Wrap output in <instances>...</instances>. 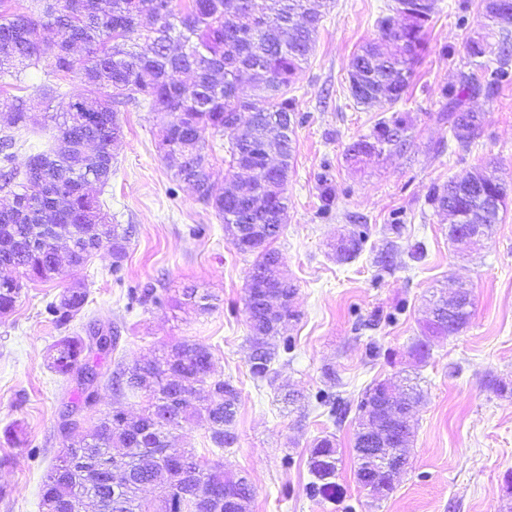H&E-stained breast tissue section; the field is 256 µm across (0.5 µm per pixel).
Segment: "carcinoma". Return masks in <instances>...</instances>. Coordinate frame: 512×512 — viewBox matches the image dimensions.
Segmentation results:
<instances>
[{
	"label": "carcinoma",
	"mask_w": 512,
	"mask_h": 512,
	"mask_svg": "<svg viewBox=\"0 0 512 512\" xmlns=\"http://www.w3.org/2000/svg\"><path fill=\"white\" fill-rule=\"evenodd\" d=\"M172 0H29L13 5L0 0V80H21L27 69L49 61L51 72L73 73L82 90L62 93L48 87L44 96L59 100L52 142L31 154L21 170L13 166L18 136L38 124L21 98L6 99L12 112L9 127L0 133V191L12 201L0 208V313L12 311L25 281L47 282L87 265L103 248L112 255V272L119 273L126 257L129 229L103 221V202L89 192L112 177V146L122 135L118 106L128 103L167 104L171 119L161 126L156 148L173 162V178L191 185L203 204L224 221L233 234L236 224L263 223L257 238L242 254L254 256L249 268L245 306L248 315L250 373L256 380H272L276 352L271 340L281 338L283 351L294 348L287 335L295 320L284 298L296 288L282 275V255L274 243L288 214L285 186L295 156V99L290 86L319 33L323 14L308 0H184L179 11ZM391 15L376 21L381 40L362 45L352 67L359 70L360 91L354 100L368 105L382 99L397 101L413 77L425 27L435 10L434 0H395ZM512 33L499 32L497 49L478 39L465 49L473 70L459 74L460 92L448 91L455 112L451 136L462 146L480 134V118L465 106L466 99L490 90L509 78ZM194 73L184 83L179 75ZM100 114L99 125L85 115ZM250 114L247 138L227 147L229 185L238 201L224 200L212 182V154L206 136H224L237 128L240 114ZM407 131L396 118L378 123L370 136L351 147L355 156L380 154L395 146L392 129ZM269 149L281 175L263 194L255 180H242L236 171L246 166L258 146ZM509 187L486 167L461 181H450L430 193L443 211L455 210L464 224H498ZM367 232L352 229L342 235L337 253L344 261L362 250ZM184 303L200 313L214 307L217 297L188 287ZM84 285L74 282L44 312L59 330L88 304ZM473 302L458 316L447 310L433 314L423 326L424 337L450 336L465 328ZM91 352L82 336H62L49 353L50 368L63 378L86 368ZM212 352L197 342L172 344L163 354L130 368L117 365L105 387L116 398L141 394L144 406L137 417H121L114 408L90 425L70 426L71 412L61 423L64 438L80 430L77 440L61 449L41 488L44 512H249L253 489L243 475L224 471V463L202 462L193 448L179 450L191 462L173 469L163 454L174 430L194 419L207 424L215 447H232L240 393L229 380L213 376ZM418 384L400 391L391 380L372 383L358 404L354 450L360 452L362 428L371 409L396 406L412 410L422 400ZM317 401L330 415H343L340 398L321 390ZM336 438L316 439L308 460L313 480L306 487L311 498L338 501L344 488L336 482ZM124 470L121 490L107 481L112 466ZM150 489L153 498L142 493Z\"/></svg>",
	"instance_id": "cac0c4a2"
}]
</instances>
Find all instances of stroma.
<instances>
[{
    "label": "stroma",
    "mask_w": 512,
    "mask_h": 512,
    "mask_svg": "<svg viewBox=\"0 0 512 512\" xmlns=\"http://www.w3.org/2000/svg\"><path fill=\"white\" fill-rule=\"evenodd\" d=\"M325 6L319 34L290 91L296 100V152L288 174V221L276 246L295 289L299 318L290 353H277L273 382L250 373L245 309L251 256L240 254L223 221L185 183L173 180L156 148L159 114L122 107L123 138L114 146L112 178L100 198L113 223L130 229L120 274L112 255L97 252L79 271L88 304L71 323L85 335L96 320L120 331L118 351L99 363L102 376L117 366L161 354L187 339L210 347L215 375L240 392L233 447H212L206 424L174 431V448L195 449L226 471L246 475L250 512H506L512 497V197L500 224L476 253L448 239L447 213L429 200L433 188L486 165L512 184V83L471 99L481 132L469 146L451 137L447 88L468 70L465 45L487 34L481 0H436L424 49L405 94L396 102L357 104L348 88L354 53L377 40L376 20L394 0H312ZM48 63L29 69L17 85L0 83V100L40 101L45 88L72 91L74 76L52 77ZM403 118L407 144L380 155L354 157L352 144L379 121ZM335 200L323 209L320 181ZM367 231L360 254L340 260L334 246L354 228ZM424 244L425 256L409 253ZM391 253L389 269L378 256ZM70 276L31 282L13 311L0 317V512H43L41 486L63 447L58 425L73 385L47 366L61 332L43 309ZM473 292V314L459 333L430 339L425 356L412 348L423 334L432 294L457 284ZM187 287L216 296L199 313L184 305ZM161 296L140 304L143 289ZM378 346L371 356L370 346ZM336 373L335 393L345 415L334 421L315 395ZM416 379L423 400L410 419V464L386 498L375 499L356 480L354 434L363 390L382 379ZM297 394L288 404L285 394ZM16 440L3 436L5 428ZM336 438V503L309 498L308 458L314 440Z\"/></svg>",
    "instance_id": "stroma-1"
}]
</instances>
